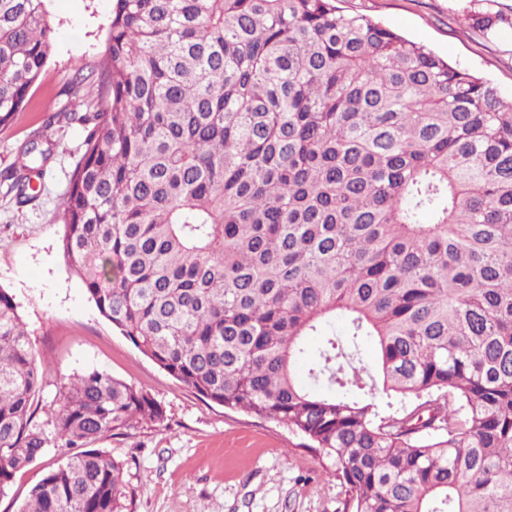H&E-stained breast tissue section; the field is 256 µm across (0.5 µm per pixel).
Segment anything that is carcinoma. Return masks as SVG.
Masks as SVG:
<instances>
[{"instance_id":"obj_1","label":"carcinoma","mask_w":512,"mask_h":512,"mask_svg":"<svg viewBox=\"0 0 512 512\" xmlns=\"http://www.w3.org/2000/svg\"><path fill=\"white\" fill-rule=\"evenodd\" d=\"M336 2L112 0L101 61L47 118L85 129L62 256L170 376L299 434L342 512H512V98ZM54 43L46 0H0V127ZM49 154L33 138L6 171L17 203ZM319 331L329 394L295 374ZM42 374L0 288V496L58 445L79 452L19 512H128L92 444L164 408L94 369L48 433Z\"/></svg>"}]
</instances>
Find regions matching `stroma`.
Wrapping results in <instances>:
<instances>
[{
	"label": "stroma",
	"mask_w": 512,
	"mask_h": 512,
	"mask_svg": "<svg viewBox=\"0 0 512 512\" xmlns=\"http://www.w3.org/2000/svg\"><path fill=\"white\" fill-rule=\"evenodd\" d=\"M449 62L472 70L512 97V0H342ZM56 28L52 55L32 89L34 105L0 130V171L33 136L52 145L37 181V199L17 205L0 187V288L13 296L45 365L39 418L63 384L92 369L146 390L162 404L163 423L101 441L125 464L131 512H340L333 470L301 448L288 428L224 409L179 383L143 355L90 299L66 266L56 220L61 196L83 152L76 123L46 125L47 111L65 104L74 67L104 54L112 0H46ZM499 15L492 34L465 29L466 15ZM54 450L16 473L0 512H18L45 476Z\"/></svg>",
	"instance_id": "stroma-1"
}]
</instances>
